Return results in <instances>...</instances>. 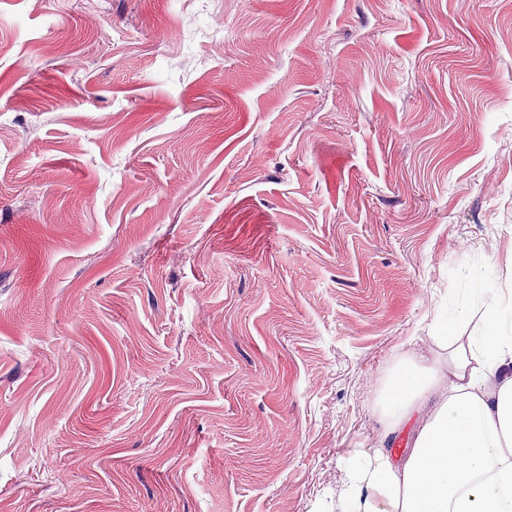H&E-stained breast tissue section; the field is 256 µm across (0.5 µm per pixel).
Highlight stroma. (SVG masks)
Here are the masks:
<instances>
[{"label": "stroma", "mask_w": 512, "mask_h": 512, "mask_svg": "<svg viewBox=\"0 0 512 512\" xmlns=\"http://www.w3.org/2000/svg\"><path fill=\"white\" fill-rule=\"evenodd\" d=\"M487 282L512 0H0V512H315Z\"/></svg>", "instance_id": "1"}]
</instances>
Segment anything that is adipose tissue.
Segmentation results:
<instances>
[{"mask_svg": "<svg viewBox=\"0 0 512 512\" xmlns=\"http://www.w3.org/2000/svg\"><path fill=\"white\" fill-rule=\"evenodd\" d=\"M433 342L447 360L406 357L380 401L408 452L350 451L337 512H512V289H473Z\"/></svg>", "mask_w": 512, "mask_h": 512, "instance_id": "1", "label": "adipose tissue"}]
</instances>
